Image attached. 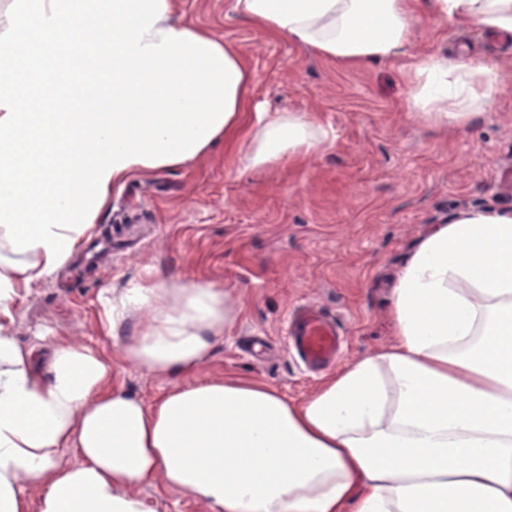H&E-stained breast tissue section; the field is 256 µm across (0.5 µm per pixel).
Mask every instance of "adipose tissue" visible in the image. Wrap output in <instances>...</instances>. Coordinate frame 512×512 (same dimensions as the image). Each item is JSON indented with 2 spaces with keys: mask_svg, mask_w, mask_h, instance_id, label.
<instances>
[{
  "mask_svg": "<svg viewBox=\"0 0 512 512\" xmlns=\"http://www.w3.org/2000/svg\"><path fill=\"white\" fill-rule=\"evenodd\" d=\"M234 9L346 68L395 55L426 12L512 33V0ZM89 27L96 38L72 52ZM407 80L428 124L460 129L496 89L492 69L428 54ZM253 83L178 0H0V512H149L137 489L158 477L213 512H512V215L436 225L398 273L393 344L297 402L257 381L186 382L235 319L229 292L207 284L154 277L120 301L156 313L119 352L173 376L150 404L114 383L101 351L53 340L39 362L10 334L19 301L131 174L219 142L251 170L324 147L316 122L261 110ZM25 479L42 485L37 502Z\"/></svg>",
  "mask_w": 512,
  "mask_h": 512,
  "instance_id": "obj_1",
  "label": "adipose tissue"
}]
</instances>
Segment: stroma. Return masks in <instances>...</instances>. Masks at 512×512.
Instances as JSON below:
<instances>
[{"label":"stroma","mask_w":512,"mask_h":512,"mask_svg":"<svg viewBox=\"0 0 512 512\" xmlns=\"http://www.w3.org/2000/svg\"><path fill=\"white\" fill-rule=\"evenodd\" d=\"M180 4L187 18L239 47L266 111L317 120L327 144L299 165L261 172L218 145L184 166L131 175L95 227L107 242L136 224L142 242L98 274L73 255L71 280L50 276L32 288L9 330L40 359L45 333L98 348L113 358L118 384L151 403L172 377L123 362L118 353L125 337L152 325L154 310L129 309L113 324L110 303L156 274L209 283L230 291L237 314L192 381L236 376L299 401L318 379L284 354L255 361L246 337L278 338L289 310L310 302L342 325L345 362L371 355L393 341L389 296L417 242L462 213L512 212V39L476 27L461 32L424 14L397 56L344 69L270 38L238 16L232 0ZM422 53L467 54L493 66L497 89L465 129L429 125L412 107L405 72ZM138 494L149 512H212L160 478Z\"/></svg>","instance_id":"stroma-1"}]
</instances>
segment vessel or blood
Listing matches in <instances>:
<instances>
[{"label": "vessel or blood", "mask_w": 512, "mask_h": 512, "mask_svg": "<svg viewBox=\"0 0 512 512\" xmlns=\"http://www.w3.org/2000/svg\"><path fill=\"white\" fill-rule=\"evenodd\" d=\"M344 345L335 319L314 306L302 303L289 312L280 346L300 369L317 372L333 366Z\"/></svg>", "instance_id": "b4317fda"}]
</instances>
